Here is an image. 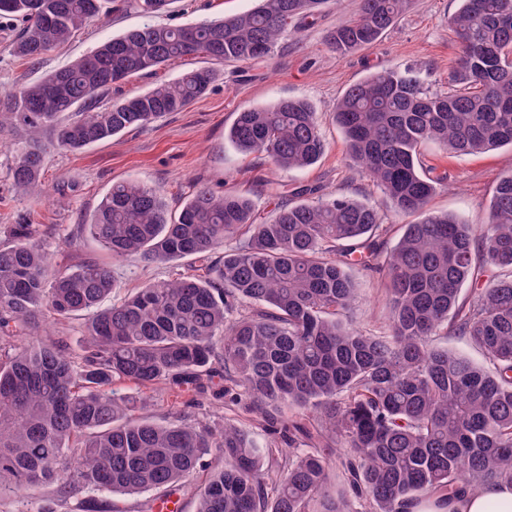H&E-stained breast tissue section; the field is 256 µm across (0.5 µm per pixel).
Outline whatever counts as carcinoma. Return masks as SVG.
Here are the masks:
<instances>
[{
	"mask_svg": "<svg viewBox=\"0 0 512 512\" xmlns=\"http://www.w3.org/2000/svg\"><path fill=\"white\" fill-rule=\"evenodd\" d=\"M127 0H0V18L21 25L13 55L34 62ZM328 0H259L253 9L182 27L143 25L99 43L65 69L23 85L0 109V128H20L9 177L40 186L52 150L75 151L179 112L201 97L211 69L112 104V85L170 61L232 64L268 56L289 25ZM412 0H361L328 34L345 55L369 49ZM459 47L448 90L409 68L383 67L348 87L333 119L351 166L386 209L342 193L278 203L266 222L252 196L198 188L170 212L139 183L112 185L90 236L115 259H189L194 267L150 282L117 302L110 266L95 255L75 269L45 252L27 218L0 243V494L32 501L55 487L77 495L189 494L195 512H409L485 484H512V173L501 177L487 222L475 230L429 203L447 175L425 164L424 145L454 156L512 148V0H460L448 18ZM243 152L304 169L325 152L308 101L243 109L227 132ZM408 219L389 250L376 240L387 213ZM240 246L219 255L224 242ZM352 265L382 275L389 322L353 324ZM473 286L470 296L462 288ZM83 317L85 342L67 354L34 335L42 318ZM465 336L477 365L434 345ZM138 392L233 397L288 439V453L226 422L214 429L181 412L160 423L137 410ZM209 470L197 486V470ZM336 470L341 490H330Z\"/></svg>",
	"mask_w": 512,
	"mask_h": 512,
	"instance_id": "carcinoma-1",
	"label": "carcinoma"
}]
</instances>
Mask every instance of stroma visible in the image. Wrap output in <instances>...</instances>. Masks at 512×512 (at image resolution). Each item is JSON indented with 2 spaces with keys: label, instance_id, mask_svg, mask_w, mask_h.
Here are the masks:
<instances>
[{
  "label": "stroma",
  "instance_id": "obj_1",
  "mask_svg": "<svg viewBox=\"0 0 512 512\" xmlns=\"http://www.w3.org/2000/svg\"><path fill=\"white\" fill-rule=\"evenodd\" d=\"M359 0H334L315 19L296 23L295 30L267 58L245 64L212 66L215 78L209 90L183 111L171 112L151 124L128 129L112 139L76 151H55L46 160L45 191L33 194L15 189L9 179L11 153L0 151V243L11 238L19 215L33 223L50 225L41 241L58 262L76 267L79 254L64 242L75 225L86 223L113 183L135 181L159 189L169 210H179L197 187L215 193H250L266 202L265 185L281 187V198L291 201L299 187L320 188L322 193H345L373 204L381 196L371 182L350 167L341 129L333 120L337 100L352 84L386 64L412 68L437 89L448 86V74L458 59V46L448 29V18L457 0H412L410 9L371 50L341 56L327 41L328 33L352 17ZM254 0H174L169 12L147 14L131 7L94 21L65 44L47 51L34 63L16 58L11 44L16 22L0 18V96L15 87L41 80L89 53L100 42L143 24L190 25L206 19L250 9ZM206 59L175 61L153 75H142L113 87L111 101L143 92L156 83L183 72L207 66ZM307 99L317 112L327 151L313 166L282 170L267 158L246 154L229 143L224 133L239 111L267 107L287 98ZM425 162L447 172L448 187L432 198L433 210L457 215L480 225L487 219L492 190L499 177L512 171V149L502 147L482 154L455 157L435 146L424 150ZM190 263H166L131 258L112 265L115 297L121 298L146 282L169 279L188 272ZM358 298L354 317L360 327L380 330L387 323L384 291L378 275L354 268ZM146 406L154 418L168 417L174 407H186L194 422L213 426L234 420L254 431L268 433L259 419L243 406L231 405L211 395L152 390Z\"/></svg>",
  "mask_w": 512,
  "mask_h": 512
}]
</instances>
